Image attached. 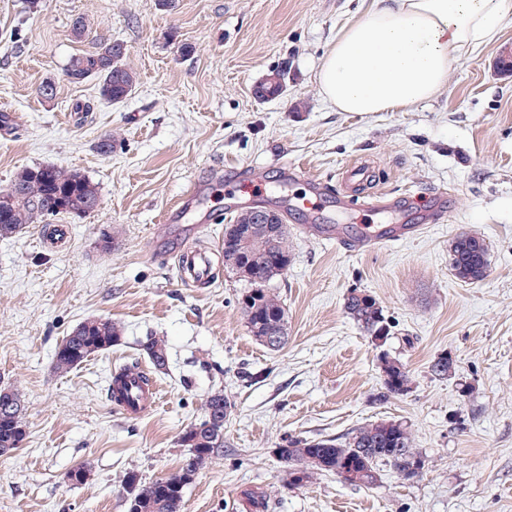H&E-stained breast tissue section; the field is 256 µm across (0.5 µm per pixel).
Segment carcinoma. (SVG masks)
<instances>
[{"label":"carcinoma","instance_id":"obj_1","mask_svg":"<svg viewBox=\"0 0 512 512\" xmlns=\"http://www.w3.org/2000/svg\"><path fill=\"white\" fill-rule=\"evenodd\" d=\"M125 54L113 51L112 43H103L95 51L75 57L66 69L68 80L80 84L88 79L98 81L101 98L114 104L131 96L137 84V74L124 62ZM288 71L274 69L256 86L255 95L272 99L286 89ZM13 203L6 215L0 216V238L12 237L31 224H39L60 214L87 215L100 205L99 190L86 175L77 170L56 166H35L18 172L11 183ZM270 210L242 209L233 224L224 230V267L235 271L248 282L239 303L248 329L257 342L270 350H278L287 340L286 310L280 297L268 285L285 274L292 253L288 246L284 216L275 213L277 223L261 235H249L259 213ZM451 268L463 282L474 283L488 272V248L485 240L473 233L457 234L451 244ZM349 317L368 335L389 330L383 309L377 300L357 290L345 301ZM122 328L108 319L86 320L77 325L56 346L53 366L67 373L89 357L108 350L121 341ZM142 351L154 368L168 363L166 345L151 337L141 344ZM382 391L378 399L403 396L410 392L412 378L400 359L384 353L380 360ZM431 372L446 379L456 373L448 353L438 354ZM232 404L222 394L208 397L204 418L192 425L181 437L189 448L188 456L175 476L143 483L135 473H129L125 485L129 494L128 512H182L184 489L207 463L215 450L224 447V422L229 420ZM24 407L17 389L0 385V448H14L26 439ZM284 448L281 460L288 469V486L297 487L311 482L317 475H339L345 467L355 473L350 484L371 488L380 480V467L387 466L405 481L423 475L426 459L413 446L406 424L397 420L368 423L354 430L341 441L337 438H291L280 444Z\"/></svg>","mask_w":512,"mask_h":512}]
</instances>
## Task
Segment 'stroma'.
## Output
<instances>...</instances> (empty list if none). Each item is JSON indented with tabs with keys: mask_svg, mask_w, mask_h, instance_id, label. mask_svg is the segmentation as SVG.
<instances>
[{
	"mask_svg": "<svg viewBox=\"0 0 512 512\" xmlns=\"http://www.w3.org/2000/svg\"><path fill=\"white\" fill-rule=\"evenodd\" d=\"M368 0H0V191L25 167L82 171L99 208L58 216L66 244L30 225L0 239V385L18 390L27 437L0 456V512H127L123 477L154 482L177 473L182 434L215 393L232 404L224 446L184 491L183 512H512V17L495 40L462 55L435 98L396 112H339L317 72L339 31ZM82 18V37L72 21ZM120 41L138 75L124 102L97 84L70 83L72 57ZM276 68L288 89L255 98ZM52 84V96L39 92ZM87 112L75 113L76 105ZM111 138L112 151L98 144ZM371 178L352 209L327 206L328 223L423 225L416 238L371 251L343 249L305 229L311 180L333 193L344 171ZM193 181L203 211L183 224L167 208ZM449 195L434 200L436 192ZM384 197L387 206L370 205ZM261 205L285 213L292 262L272 282L287 311L288 341L271 351L251 335L239 304L246 287L224 266V223ZM462 231L482 236L484 280L450 265ZM213 260V280L180 279L171 254L184 242ZM372 295L393 325L376 347L345 312L351 290ZM109 319L118 345L73 371L53 368L57 344L77 324ZM164 340L159 406L126 417L108 398L121 365L150 363L140 343ZM412 377L404 396L378 400L379 355ZM442 352L450 379L430 372ZM406 423L426 458L418 480L382 469L365 489L336 476L288 486L274 450L289 437L346 438L379 420ZM86 464L88 480L65 475Z\"/></svg>",
	"mask_w": 512,
	"mask_h": 512,
	"instance_id": "35a3bbf8",
	"label": "stroma"
}]
</instances>
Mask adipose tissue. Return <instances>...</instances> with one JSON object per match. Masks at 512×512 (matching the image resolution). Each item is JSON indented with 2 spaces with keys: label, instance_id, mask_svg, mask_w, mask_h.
Returning a JSON list of instances; mask_svg holds the SVG:
<instances>
[{
  "label": "adipose tissue",
  "instance_id": "obj_1",
  "mask_svg": "<svg viewBox=\"0 0 512 512\" xmlns=\"http://www.w3.org/2000/svg\"><path fill=\"white\" fill-rule=\"evenodd\" d=\"M510 16L512 0H371L325 55L320 92L340 112L408 108L443 89L458 53Z\"/></svg>",
  "mask_w": 512,
  "mask_h": 512
}]
</instances>
